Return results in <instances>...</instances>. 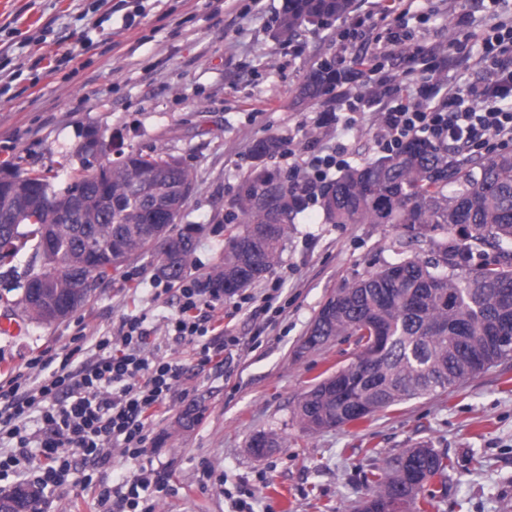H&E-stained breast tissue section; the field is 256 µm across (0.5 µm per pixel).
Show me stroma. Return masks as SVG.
Returning a JSON list of instances; mask_svg holds the SVG:
<instances>
[{
  "instance_id": "35a3bbf8",
  "label": "stroma",
  "mask_w": 512,
  "mask_h": 512,
  "mask_svg": "<svg viewBox=\"0 0 512 512\" xmlns=\"http://www.w3.org/2000/svg\"><path fill=\"white\" fill-rule=\"evenodd\" d=\"M389 2L353 0L346 16L304 25L284 43L273 36L284 0H0V172L46 171L64 156L80 167L78 146L90 130L111 141L114 160L132 150L180 159L194 174L183 221L206 227L188 276L200 281L224 248L229 202L254 142L296 129L302 141L327 145L313 119L342 103L331 94L300 104L295 88L312 64L363 55L366 42L347 32L378 19ZM464 4L421 0L408 43L449 54ZM398 234L378 224H328L319 206L307 207L280 263L248 289L255 296L279 289V313L244 306L229 325L242 343L220 366L197 365L189 346H163L188 373L178 385L183 398L151 425L148 453L163 478L151 494L153 512H235L241 500L252 512H356L367 476L425 442L453 462L438 512H512V358L462 388L336 430L306 435L296 422L298 396L356 351L348 336L302 351L309 325L336 291L397 260ZM31 256L27 249L0 262V316L16 311ZM180 305L179 288L165 287L151 258L131 260L69 317L0 335V381L39 352L70 345L79 330L86 353L95 354L99 337L130 314H147L164 338ZM192 404L201 409L197 424L174 430ZM260 431L287 438V447L253 456L248 446ZM71 465L93 472L92 484L53 487L40 512H99L111 471L79 455Z\"/></svg>"
}]
</instances>
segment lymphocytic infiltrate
I'll list each match as a JSON object with an SVG mask.
<instances>
[{"label": "lymphocytic infiltrate", "instance_id": "f902f5d3", "mask_svg": "<svg viewBox=\"0 0 512 512\" xmlns=\"http://www.w3.org/2000/svg\"><path fill=\"white\" fill-rule=\"evenodd\" d=\"M410 13L382 12L384 35L372 38V49L352 63L365 75L363 89L349 94L344 125L358 113L377 116L375 144L394 151L412 140L438 149L455 148L476 157L512 146V25L467 30L453 45L462 63L477 61L476 77L449 89L442 79L443 63L431 47L409 48L397 29ZM401 55L408 80L396 84L377 63L384 56ZM351 152L336 143L330 152L296 148L284 136L281 160L288 181L315 200V188L349 162ZM182 304L167 323L166 342L191 346L199 364H223L224 353L240 343L224 326L235 318L251 296L224 307L220 294L205 297L196 285L181 288ZM147 315L124 317L113 335L100 337L96 357H86L82 343L31 357L23 371L0 383V435L16 442V453L0 459V478L26 468L41 488L59 484L72 456L81 455L97 467L109 465L113 455L133 462L137 474L122 476L102 487L101 502H113L116 512H152L150 489L156 486L146 444L150 422L170 407L175 387L186 373L182 361L162 355L151 345ZM40 412L41 427L27 432L32 412Z\"/></svg>", "mask_w": 512, "mask_h": 512}]
</instances>
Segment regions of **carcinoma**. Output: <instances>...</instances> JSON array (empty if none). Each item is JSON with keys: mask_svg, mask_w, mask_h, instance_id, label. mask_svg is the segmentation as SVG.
Segmentation results:
<instances>
[{"mask_svg": "<svg viewBox=\"0 0 512 512\" xmlns=\"http://www.w3.org/2000/svg\"><path fill=\"white\" fill-rule=\"evenodd\" d=\"M352 0H285L275 29L291 41L303 24L326 25ZM345 79L329 62L310 66L296 88L315 102ZM282 141L255 142L254 164L241 179L232 207L240 223L228 228L224 252L201 287L226 295L250 287L279 264L289 224L305 198L268 170ZM0 183V261L29 247L41 260L22 286L18 306L32 322L50 324L53 303H64L81 281L105 280L130 259L150 253L156 275L183 279L194 265L199 224L176 227L193 188L181 161L130 152L117 164L89 160L63 187L48 173L12 172ZM82 202L71 223L58 217ZM330 224H392L398 247L429 242L434 257L405 256L342 288L320 308L304 337L316 349L337 336H354L358 353L305 390L295 418L307 434L365 421L408 400L437 395L512 356V152L456 160L421 141L344 168L320 189ZM153 212L168 216L150 224ZM388 336L368 357L371 328ZM252 442L286 448L285 438L259 432ZM409 466L396 458L372 474L360 512H428L437 507L431 480L445 481L448 452L428 443L409 448Z\"/></svg>", "mask_w": 512, "mask_h": 512, "instance_id": "1", "label": "carcinoma"}]
</instances>
